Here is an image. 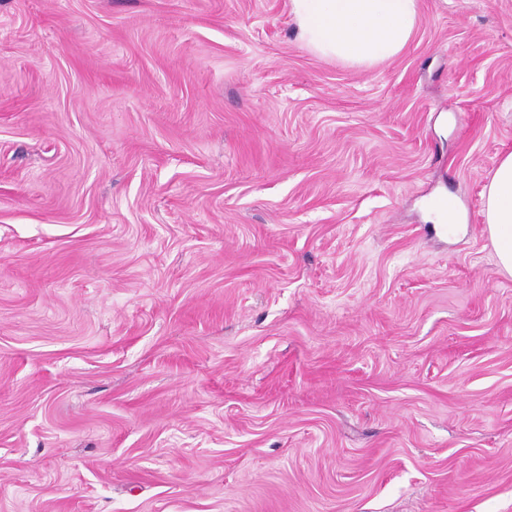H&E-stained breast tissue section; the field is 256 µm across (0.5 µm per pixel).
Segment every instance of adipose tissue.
I'll return each instance as SVG.
<instances>
[{
  "label": "adipose tissue",
  "instance_id": "adipose-tissue-1",
  "mask_svg": "<svg viewBox=\"0 0 512 512\" xmlns=\"http://www.w3.org/2000/svg\"><path fill=\"white\" fill-rule=\"evenodd\" d=\"M298 39L314 54L372 66L407 45L418 21L417 0H289ZM484 215L499 270L512 276V152L484 191Z\"/></svg>",
  "mask_w": 512,
  "mask_h": 512
}]
</instances>
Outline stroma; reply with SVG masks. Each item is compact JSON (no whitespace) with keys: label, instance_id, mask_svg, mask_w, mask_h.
<instances>
[{"label":"stroma","instance_id":"35a3bbf8","mask_svg":"<svg viewBox=\"0 0 512 512\" xmlns=\"http://www.w3.org/2000/svg\"><path fill=\"white\" fill-rule=\"evenodd\" d=\"M418 14L0 0V512H512V0ZM298 39L314 54L372 66L407 45L418 21L417 0H290ZM484 215L497 266L512 276V152L501 158L485 188Z\"/></svg>","mask_w":512,"mask_h":512}]
</instances>
